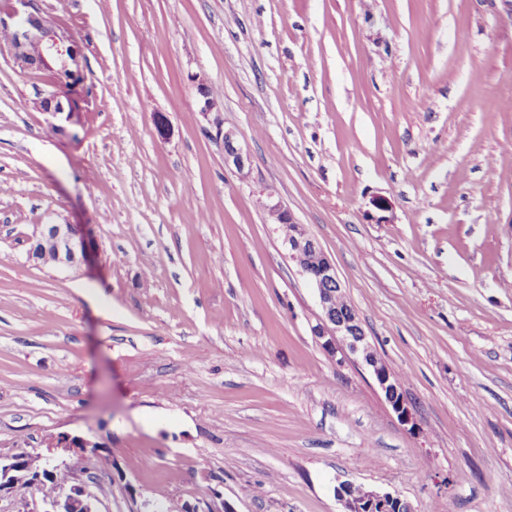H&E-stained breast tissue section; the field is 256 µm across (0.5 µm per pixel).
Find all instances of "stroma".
I'll return each mask as SVG.
<instances>
[{
    "label": "stroma",
    "instance_id": "1",
    "mask_svg": "<svg viewBox=\"0 0 512 512\" xmlns=\"http://www.w3.org/2000/svg\"><path fill=\"white\" fill-rule=\"evenodd\" d=\"M35 3L82 76L53 116L56 82L0 51V455L86 437L112 474L98 512H343L342 481L512 512V5ZM266 186L333 259L416 427L313 335ZM41 224L80 226L85 260H29ZM191 79L197 84L199 94L203 97L200 114L207 124L206 131L213 141L224 148V165L234 169L240 180L247 181L251 175L248 150L242 145L238 132L224 126L219 104L210 97L204 80L197 75H191Z\"/></svg>",
    "mask_w": 512,
    "mask_h": 512
}]
</instances>
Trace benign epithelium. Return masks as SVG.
<instances>
[{"label":"benign epithelium","mask_w":512,"mask_h":512,"mask_svg":"<svg viewBox=\"0 0 512 512\" xmlns=\"http://www.w3.org/2000/svg\"><path fill=\"white\" fill-rule=\"evenodd\" d=\"M7 17H0V27L11 32L6 47L11 56L26 68L48 72L52 76L65 72L75 73L79 66L81 50L67 32L61 30L52 18L41 14L33 0H15ZM203 97L200 114L206 122L210 138L224 148V165L232 168L242 181L251 175L248 150L242 145L238 132L224 126L218 102L210 97L204 80L191 76ZM68 93L56 91L43 97L40 110L58 115L65 112L63 100ZM259 204L273 223L281 225L288 258L306 276L317 292L320 306L318 321L312 328L314 336L323 340V348L334 354L349 353L370 371L384 394L387 403L404 424H415L412 410L403 399L400 379L392 373L378 356L367 338L362 322L342 291L336 266L320 243L298 223L288 207L279 199L273 188L260 192ZM53 263L74 265L85 256V238L73 224H45L39 234L31 239L28 258L40 263L47 257ZM94 444L80 436L59 435L47 451L33 454V463L23 469L24 475L13 484L34 486L50 477L55 471L70 470L68 459L75 456L87 471H95L96 454L90 451ZM336 497L344 512H417L409 500L390 492H377L343 481L336 486ZM43 502L46 512H98L97 497L81 482L66 484Z\"/></svg>","instance_id":"1"}]
</instances>
